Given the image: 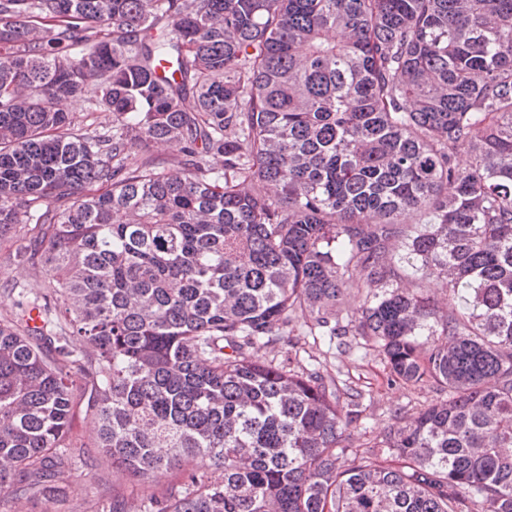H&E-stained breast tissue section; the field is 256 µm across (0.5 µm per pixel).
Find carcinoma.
<instances>
[{"label":"carcinoma","mask_w":512,"mask_h":512,"mask_svg":"<svg viewBox=\"0 0 512 512\" xmlns=\"http://www.w3.org/2000/svg\"><path fill=\"white\" fill-rule=\"evenodd\" d=\"M14 237L0 508L63 501L83 407L133 480L206 462L86 512H512V0H0ZM302 336L437 399L361 452ZM91 103L88 99H82L80 101L74 102V103H68L64 105V109L67 112H70L76 119V122L81 124V127L87 128V125L92 122L97 117L96 122H104L105 120H108V116H105L104 113H96L92 115L90 113L91 109Z\"/></svg>","instance_id":"cac0c4a2"}]
</instances>
